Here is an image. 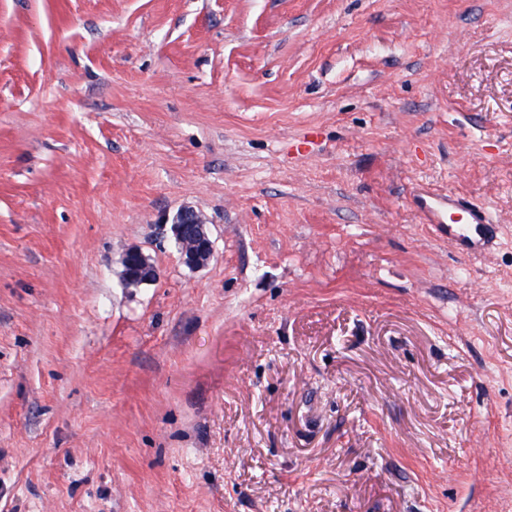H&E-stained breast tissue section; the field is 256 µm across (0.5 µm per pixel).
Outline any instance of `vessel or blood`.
I'll return each instance as SVG.
<instances>
[{
    "label": "vessel or blood",
    "instance_id": "b4317fda",
    "mask_svg": "<svg viewBox=\"0 0 512 512\" xmlns=\"http://www.w3.org/2000/svg\"><path fill=\"white\" fill-rule=\"evenodd\" d=\"M410 201L440 236L464 259L483 255L494 243L495 231L487 208L470 205L462 196L416 184Z\"/></svg>",
    "mask_w": 512,
    "mask_h": 512
}]
</instances>
